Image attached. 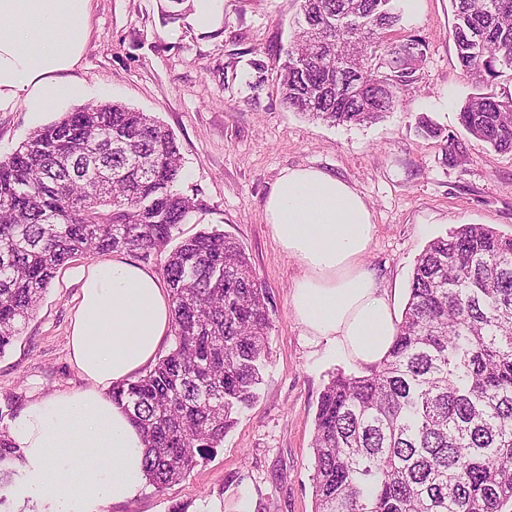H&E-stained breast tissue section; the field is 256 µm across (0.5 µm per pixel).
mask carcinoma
I'll use <instances>...</instances> for the list:
<instances>
[{"label":"carcinoma","mask_w":512,"mask_h":512,"mask_svg":"<svg viewBox=\"0 0 512 512\" xmlns=\"http://www.w3.org/2000/svg\"><path fill=\"white\" fill-rule=\"evenodd\" d=\"M278 64L282 101L330 124L392 111L426 42L393 38L402 0H298ZM457 60L475 84L459 124L512 152V0H451ZM357 62L353 87L339 68ZM174 134L121 103L88 104L0 160V354L71 259L166 253L174 347L112 388L146 442L145 478L182 479L256 400L268 359L266 291L218 230L168 245L200 209L177 189ZM315 512H502L512 504V235L459 224L417 257L395 342L366 375L333 376L313 438ZM24 462L0 426V489Z\"/></svg>","instance_id":"1"}]
</instances>
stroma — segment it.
<instances>
[{"instance_id": "stroma-1", "label": "stroma", "mask_w": 512, "mask_h": 512, "mask_svg": "<svg viewBox=\"0 0 512 512\" xmlns=\"http://www.w3.org/2000/svg\"><path fill=\"white\" fill-rule=\"evenodd\" d=\"M404 34L428 50L417 79L393 112L368 125H331L289 111L276 68L257 73L293 36L296 0H224L210 28L188 16L168 23V0H93L91 33L73 72L90 103L116 102L150 113L171 130L182 158L183 193L202 207L179 227V239L218 229L245 248L265 288L272 328L257 402L223 443L163 490L144 486L133 501L99 512H315L312 439L319 397L331 377L365 374L296 321L290 295L301 274L275 242L263 205L289 168L321 169L366 200L375 235L364 257L396 311H403L416 258L457 224H487L512 234V153L478 144L458 123L473 91L450 31V0H403ZM33 114L0 111V158L36 128L78 108ZM443 134L423 137L420 116ZM457 159H450L451 143ZM73 259L57 270L35 313L0 356V402L83 386L68 362L69 320L80 291Z\"/></svg>"}]
</instances>
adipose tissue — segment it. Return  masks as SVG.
I'll use <instances>...</instances> for the list:
<instances>
[{"mask_svg":"<svg viewBox=\"0 0 512 512\" xmlns=\"http://www.w3.org/2000/svg\"><path fill=\"white\" fill-rule=\"evenodd\" d=\"M92 0H0V110L47 112L84 96L73 78L90 34ZM280 249L302 274L291 293L297 322L315 340L372 366L390 351L396 314L364 256L375 225L351 185L316 168L283 172L264 205ZM69 359L82 387L37 398L10 423L47 512H99L136 499L145 482L146 445L114 385L155 362L172 325L171 297L154 270L122 254L81 267Z\"/></svg>","mask_w":512,"mask_h":512,"instance_id":"ef3b65f1","label":"adipose tissue"}]
</instances>
